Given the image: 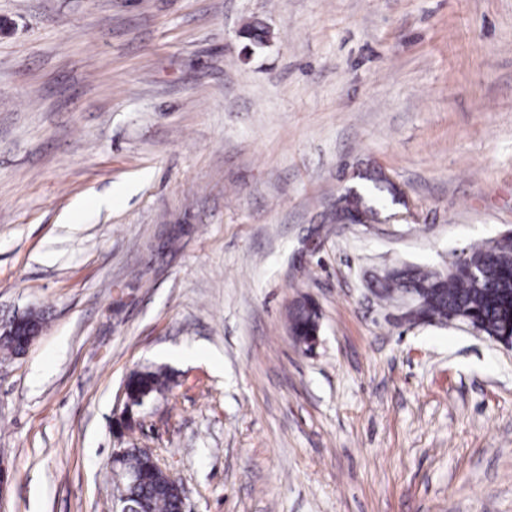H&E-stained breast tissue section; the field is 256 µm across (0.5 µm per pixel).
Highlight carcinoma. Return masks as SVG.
<instances>
[{
    "instance_id": "1",
    "label": "carcinoma",
    "mask_w": 512,
    "mask_h": 512,
    "mask_svg": "<svg viewBox=\"0 0 512 512\" xmlns=\"http://www.w3.org/2000/svg\"><path fill=\"white\" fill-rule=\"evenodd\" d=\"M372 200L353 190L336 199L333 219L354 222L364 216L374 218ZM380 296L401 298L410 290L419 293L420 304L407 310L411 321L422 319L447 322L474 320L483 332L496 340L512 337V237L495 247L482 244L453 260L448 271L421 269L391 272L384 277ZM317 330V311L308 301L297 302L289 311V332L304 346ZM170 378L161 368L135 370L126 386L134 399L147 394L155 398L169 390ZM112 480L123 486L130 502L142 512H180L182 499L177 488L155 475L152 453L146 448L127 449L124 464L113 468Z\"/></svg>"
}]
</instances>
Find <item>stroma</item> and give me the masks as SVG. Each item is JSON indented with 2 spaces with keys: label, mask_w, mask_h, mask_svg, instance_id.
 <instances>
[{
  "label": "stroma",
  "mask_w": 512,
  "mask_h": 512,
  "mask_svg": "<svg viewBox=\"0 0 512 512\" xmlns=\"http://www.w3.org/2000/svg\"><path fill=\"white\" fill-rule=\"evenodd\" d=\"M511 230L512 0H0V512H112L133 446L186 512H512V344L374 293ZM332 215L336 224L344 221L352 223L360 216H365L367 220H371L374 219L375 208L371 199H367L363 194L352 190L350 193L341 194L336 199V208ZM317 330V331H316ZM289 332L296 343L308 347L312 336V347L318 340L319 322L317 326V311L308 301H298L289 311ZM316 332V333H315ZM315 334V336H314ZM33 320H35L38 325L35 324L34 321L27 319L25 315L15 317L9 323L3 326V328H1V340L11 339L13 336H15V333L18 331V329L23 328L25 331L24 336H27V340L24 346V349L26 350L36 340V338L40 336L41 333L40 327H42V318L39 316H34ZM126 386L130 396L137 399L139 396L147 394L149 397L155 398L163 395L169 390L170 378L162 368H144L132 371L126 378ZM125 384L123 392L126 396L125 418L132 417V401L127 396Z\"/></svg>",
  "instance_id": "1"
}]
</instances>
